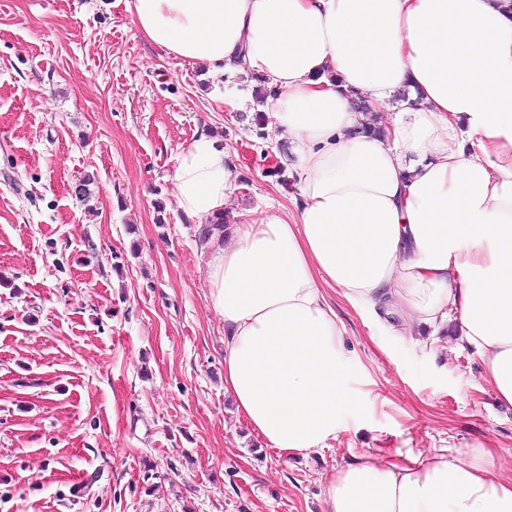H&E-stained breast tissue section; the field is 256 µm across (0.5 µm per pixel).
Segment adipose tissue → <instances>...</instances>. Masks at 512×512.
<instances>
[{
  "instance_id": "1",
  "label": "adipose tissue",
  "mask_w": 512,
  "mask_h": 512,
  "mask_svg": "<svg viewBox=\"0 0 512 512\" xmlns=\"http://www.w3.org/2000/svg\"><path fill=\"white\" fill-rule=\"evenodd\" d=\"M165 55L274 90L292 211L213 230L209 301L224 392L268 447L306 456L363 400L341 365L340 293L387 335L477 351L512 407V0H125ZM416 106L398 101L400 93ZM369 112H361L357 100ZM171 180L190 220L236 183L200 136ZM325 512H512L479 449L365 454L328 476Z\"/></svg>"
}]
</instances>
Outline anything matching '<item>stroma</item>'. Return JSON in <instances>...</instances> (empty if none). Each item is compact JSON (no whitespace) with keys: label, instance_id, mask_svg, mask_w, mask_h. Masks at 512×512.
I'll return each mask as SVG.
<instances>
[{"label":"stroma","instance_id":"stroma-1","mask_svg":"<svg viewBox=\"0 0 512 512\" xmlns=\"http://www.w3.org/2000/svg\"><path fill=\"white\" fill-rule=\"evenodd\" d=\"M256 110L249 79L166 56L123 0H0V512H322L324 476L366 452L483 448L512 476L474 348L418 349L335 294L368 404L330 447H266L225 395L204 223L171 174L204 133L235 167L227 218L288 203Z\"/></svg>","mask_w":512,"mask_h":512}]
</instances>
